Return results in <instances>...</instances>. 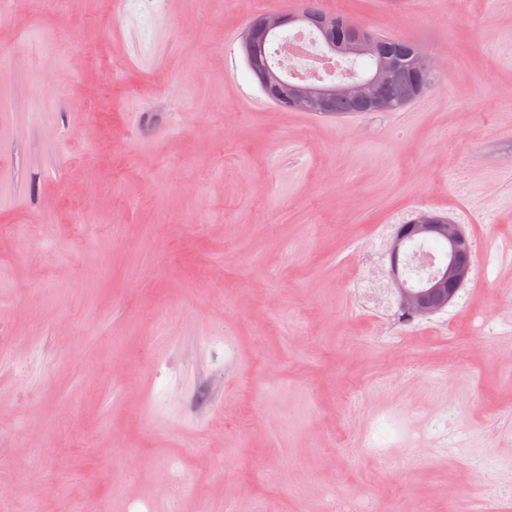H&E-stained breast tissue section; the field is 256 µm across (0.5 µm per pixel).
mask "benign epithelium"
<instances>
[{"mask_svg": "<svg viewBox=\"0 0 512 512\" xmlns=\"http://www.w3.org/2000/svg\"><path fill=\"white\" fill-rule=\"evenodd\" d=\"M289 20L301 27L311 24L319 29L324 55L334 57L339 51L336 47V25L323 15L301 11L291 16L268 13L254 18L243 35L242 50L249 69L267 98L289 105L298 112H331L338 95L363 102L378 112H389L397 107L394 99L374 93L376 84L394 80L393 71L383 62L373 72L355 82L339 79L320 84H299L288 79L271 61H259L268 42L278 43V53L288 54L291 45L281 39V33L285 22ZM341 43L345 47L350 43L356 44L352 48L354 52L374 54L377 51V44L371 34L360 28L350 29L347 36L341 38ZM430 239L443 241L448 246V254L435 273L411 285L401 275L395 261L406 249L407 242ZM388 254L389 277L399 308L416 319H425L447 308L470 279L474 267L472 245L463 225L427 213H421L411 223L396 228Z\"/></svg>", "mask_w": 512, "mask_h": 512, "instance_id": "obj_1", "label": "benign epithelium"}]
</instances>
